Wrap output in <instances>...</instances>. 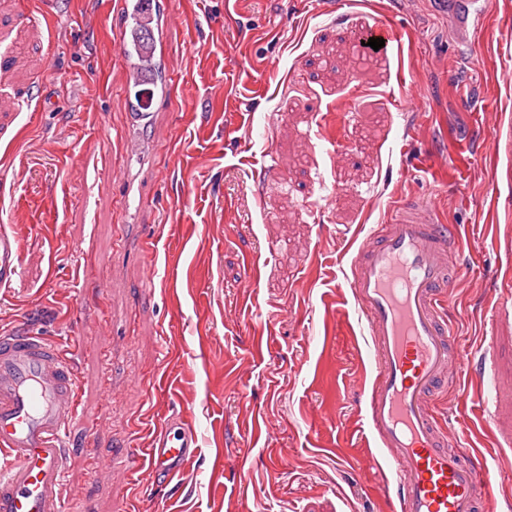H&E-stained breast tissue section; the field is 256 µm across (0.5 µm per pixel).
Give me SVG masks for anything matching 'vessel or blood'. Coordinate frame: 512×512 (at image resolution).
<instances>
[{"label": "vessel or blood", "mask_w": 512, "mask_h": 512, "mask_svg": "<svg viewBox=\"0 0 512 512\" xmlns=\"http://www.w3.org/2000/svg\"><path fill=\"white\" fill-rule=\"evenodd\" d=\"M115 31L119 48L151 31L124 75L126 90L140 95L128 113L127 160L142 156L139 130L156 119L154 98L142 94V77L166 68L169 0H121ZM482 0H448V35L469 44L487 23ZM463 242L456 225L443 223L431 201L401 200L388 219L359 239L344 286L352 294L374 348L366 388L363 433L382 448L399 512H477L491 502L495 484L483 457L464 438H449L436 401L471 370L472 354L444 314L460 278L456 257ZM23 248L0 226V288L19 274ZM77 383L66 350L37 328L0 331V512H76L65 496V438L77 407ZM197 436L181 416L161 423L149 447L124 449L121 461L148 460L172 477L197 455Z\"/></svg>", "instance_id": "b4317fda"}]
</instances>
